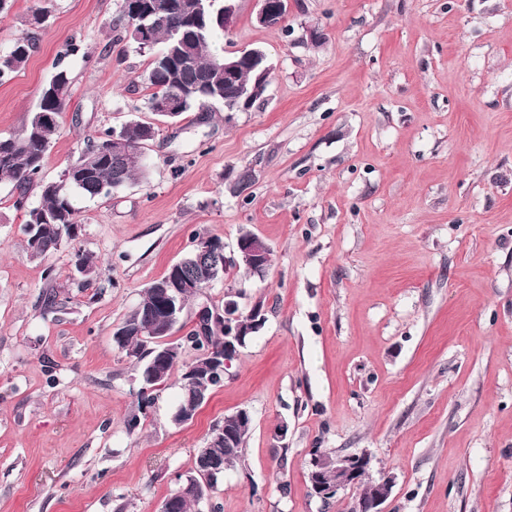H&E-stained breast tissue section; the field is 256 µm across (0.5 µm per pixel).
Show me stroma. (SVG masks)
Returning <instances> with one entry per match:
<instances>
[{
    "label": "stroma",
    "mask_w": 512,
    "mask_h": 512,
    "mask_svg": "<svg viewBox=\"0 0 512 512\" xmlns=\"http://www.w3.org/2000/svg\"><path fill=\"white\" fill-rule=\"evenodd\" d=\"M257 10L239 0L223 48L265 51L266 99L173 121L145 106L122 0H12L0 18V54L35 39L0 83V136L57 60L73 80L44 180L100 130H156L145 176L82 202L78 238L45 260L0 185V512H160L242 408L243 459L200 512H352L355 490L312 494L315 448L368 454L392 480L386 512H512V0H288V36ZM307 24L323 45L301 42ZM246 231L273 251L267 276L215 281L172 337L228 290L261 305L260 329L192 421L172 419L176 374L139 411L116 330L196 239L230 251ZM77 250L100 262L91 286Z\"/></svg>",
    "instance_id": "35a3bbf8"
}]
</instances>
